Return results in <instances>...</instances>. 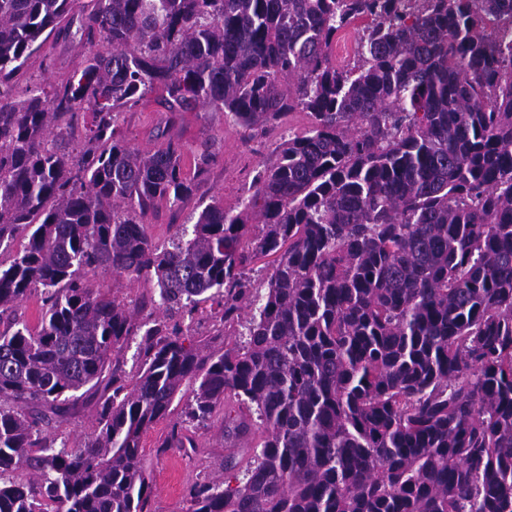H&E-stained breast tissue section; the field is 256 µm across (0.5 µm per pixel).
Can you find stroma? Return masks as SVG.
<instances>
[{"instance_id":"1","label":"stroma","mask_w":512,"mask_h":512,"mask_svg":"<svg viewBox=\"0 0 512 512\" xmlns=\"http://www.w3.org/2000/svg\"><path fill=\"white\" fill-rule=\"evenodd\" d=\"M165 119L163 107L152 101L123 113L120 128L132 147L153 153L165 145L164 139L157 136V129ZM308 126L304 114L294 113L286 118L278 131L264 135L235 125L220 112L201 109L182 113L170 134L184 146L185 171L193 172V156L205 142L214 144L217 161L200 183L196 198L177 206L157 203L147 227L153 242L165 246L175 235L192 232L189 216L199 203L216 202L227 208L237 206L248 195L254 168L269 160L279 138L302 134ZM169 425V420H160L144 434L143 455L153 480L156 512H186L187 490L192 483L216 481L224 476L223 422L215 420L201 431L200 448L192 456L175 448L158 453L157 448L166 437ZM97 429V405L87 396L50 425L51 432L71 448L83 446Z\"/></svg>"}]
</instances>
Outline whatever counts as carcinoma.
<instances>
[{"label":"carcinoma","instance_id":"carcinoma-1","mask_svg":"<svg viewBox=\"0 0 512 512\" xmlns=\"http://www.w3.org/2000/svg\"><path fill=\"white\" fill-rule=\"evenodd\" d=\"M74 2L0 0V249L28 238L0 259V512H154L141 439L177 399L163 452L224 407V480L187 512H512V0ZM47 30L78 62L20 91ZM151 99L168 128H311L161 249L148 214L216 153L190 177L173 137L131 147L119 115ZM97 268L159 297L130 308ZM207 302L220 348L154 314ZM82 389L98 433L70 448L47 427ZM356 37L357 33L350 30L336 38V42L332 44L330 52L332 58L335 59L337 63L344 61L353 62Z\"/></svg>","mask_w":512,"mask_h":512}]
</instances>
